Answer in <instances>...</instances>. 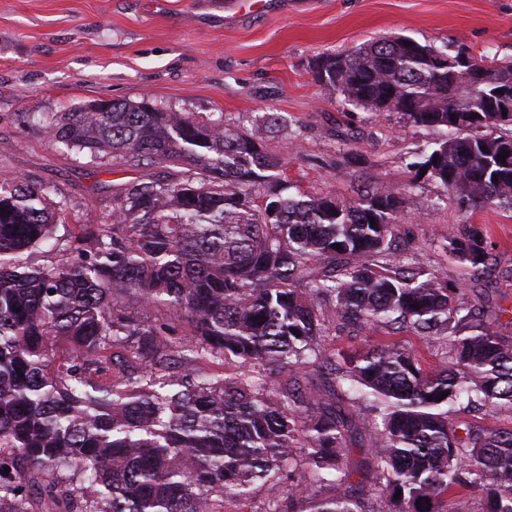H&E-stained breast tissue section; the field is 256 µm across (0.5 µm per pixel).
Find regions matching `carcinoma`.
Segmentation results:
<instances>
[{"label":"carcinoma","mask_w":512,"mask_h":512,"mask_svg":"<svg viewBox=\"0 0 512 512\" xmlns=\"http://www.w3.org/2000/svg\"><path fill=\"white\" fill-rule=\"evenodd\" d=\"M403 39L311 71L344 106L430 131L417 166L458 200L512 206V112L483 111L512 91V59L470 55L491 71L476 87L457 53ZM39 126L77 160L172 173L120 185L106 221L71 225L62 258L38 267L22 256L59 248L66 204L0 175V512H231L258 484L261 512H473L475 495L512 512V430L451 419L512 409V338L396 256L403 189L290 196L262 142L145 98ZM490 246L464 224L445 250L478 270ZM127 297L167 315L128 317ZM330 320L441 336L444 364L370 338L329 355Z\"/></svg>","instance_id":"cac0c4a2"}]
</instances>
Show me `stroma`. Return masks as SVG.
<instances>
[{
	"label": "stroma",
	"instance_id": "stroma-1",
	"mask_svg": "<svg viewBox=\"0 0 512 512\" xmlns=\"http://www.w3.org/2000/svg\"><path fill=\"white\" fill-rule=\"evenodd\" d=\"M397 34L512 58V0H280L234 20L221 0H0V174L57 187L72 218L98 224L115 185L164 169L78 164L24 113L146 96L168 112L220 117L280 158L292 193L353 200L373 179L404 188L405 217L394 231L401 255L438 271L484 325L512 336V208L444 200L415 167L430 149L428 130L396 112L343 109L310 72L317 56ZM272 112L288 118L292 134L269 133ZM464 224L486 231L488 269L443 256Z\"/></svg>",
	"mask_w": 512,
	"mask_h": 512
}]
</instances>
